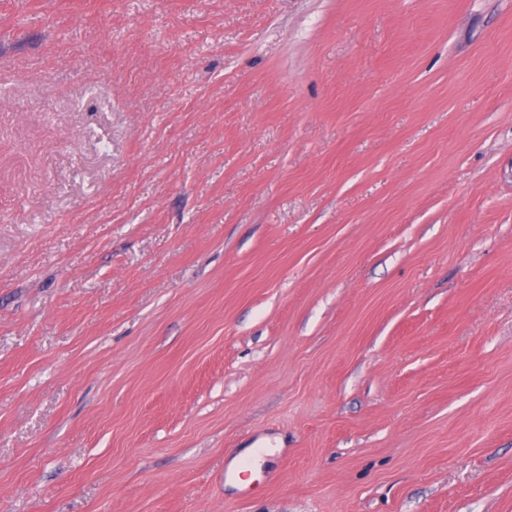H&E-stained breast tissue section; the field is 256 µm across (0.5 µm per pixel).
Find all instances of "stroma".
<instances>
[{
    "label": "stroma",
    "instance_id": "1",
    "mask_svg": "<svg viewBox=\"0 0 512 512\" xmlns=\"http://www.w3.org/2000/svg\"><path fill=\"white\" fill-rule=\"evenodd\" d=\"M0 512H512V0H0Z\"/></svg>",
    "mask_w": 512,
    "mask_h": 512
}]
</instances>
